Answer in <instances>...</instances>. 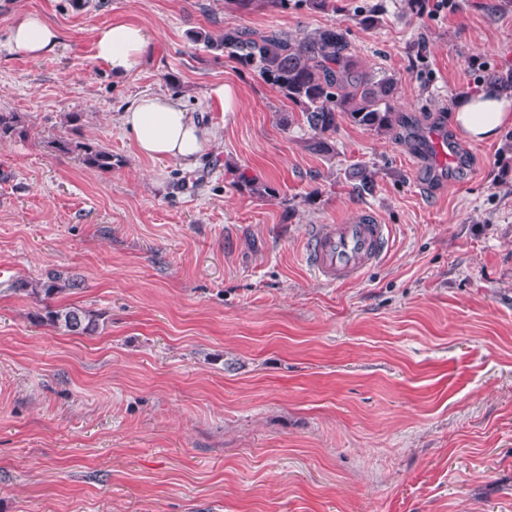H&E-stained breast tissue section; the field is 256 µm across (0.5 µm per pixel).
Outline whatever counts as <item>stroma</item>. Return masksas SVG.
<instances>
[{"label":"stroma","mask_w":512,"mask_h":512,"mask_svg":"<svg viewBox=\"0 0 512 512\" xmlns=\"http://www.w3.org/2000/svg\"><path fill=\"white\" fill-rule=\"evenodd\" d=\"M453 3L0 0V41L29 12L61 36L0 56V112L30 129L0 142V512H512V126L486 142L450 123L512 74V0ZM116 19L152 39L120 81L92 40ZM224 26L342 29L456 162L344 118L316 154L275 87L193 39ZM218 83L237 111L211 108ZM150 93L214 129L195 161L137 154L121 116ZM70 112L111 172L45 146ZM364 210L390 227L386 256L354 282L311 278L309 229ZM51 270L81 280L59 300L103 312L96 333L45 325L14 292ZM238 10L254 11H287L288 8H301L322 10L329 6V0H231ZM294 2V3H291Z\"/></svg>","instance_id":"stroma-1"}]
</instances>
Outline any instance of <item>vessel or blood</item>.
I'll return each mask as SVG.
<instances>
[{"mask_svg": "<svg viewBox=\"0 0 512 512\" xmlns=\"http://www.w3.org/2000/svg\"><path fill=\"white\" fill-rule=\"evenodd\" d=\"M390 247V229L373 212L337 224H318L309 233L303 261L310 274L326 283L359 280Z\"/></svg>", "mask_w": 512, "mask_h": 512, "instance_id": "obj_1", "label": "vessel or blood"}]
</instances>
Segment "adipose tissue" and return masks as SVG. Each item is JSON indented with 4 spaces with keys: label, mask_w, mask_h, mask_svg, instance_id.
Returning a JSON list of instances; mask_svg holds the SVG:
<instances>
[{
    "label": "adipose tissue",
    "mask_w": 512,
    "mask_h": 512,
    "mask_svg": "<svg viewBox=\"0 0 512 512\" xmlns=\"http://www.w3.org/2000/svg\"><path fill=\"white\" fill-rule=\"evenodd\" d=\"M58 43L57 29L39 14L28 13L13 24L7 39L0 43V50L38 59L53 52ZM151 44L145 29L125 20L112 21L95 28L93 33L96 59L117 79L138 69ZM121 120L132 133L138 153L150 159H195L212 136L196 114L166 94L139 97L123 112ZM450 120L469 138H496L504 127L512 125V89L487 85L459 104Z\"/></svg>",
    "instance_id": "ef3b65f1"
}]
</instances>
